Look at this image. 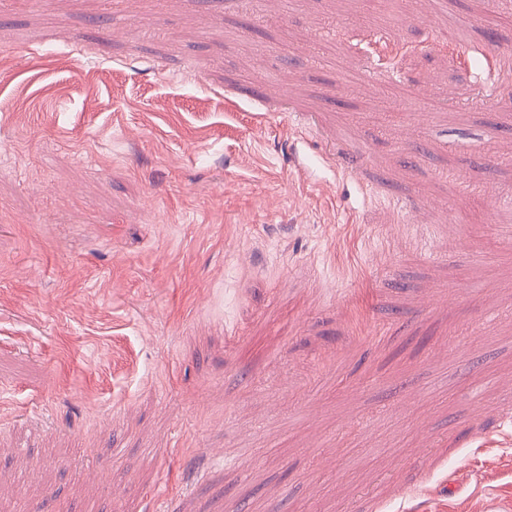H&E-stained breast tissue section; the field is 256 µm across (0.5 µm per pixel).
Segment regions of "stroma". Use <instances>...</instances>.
<instances>
[{
  "label": "stroma",
  "mask_w": 512,
  "mask_h": 512,
  "mask_svg": "<svg viewBox=\"0 0 512 512\" xmlns=\"http://www.w3.org/2000/svg\"><path fill=\"white\" fill-rule=\"evenodd\" d=\"M493 18L0 0V512H512Z\"/></svg>",
  "instance_id": "1"
}]
</instances>
